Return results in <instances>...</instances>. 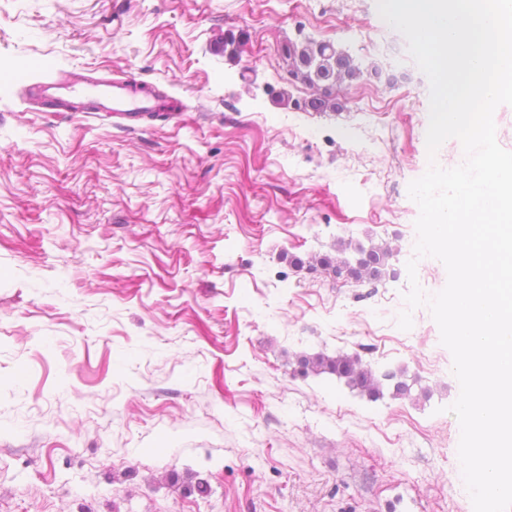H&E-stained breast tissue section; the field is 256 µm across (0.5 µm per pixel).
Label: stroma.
<instances>
[{
  "label": "stroma",
  "mask_w": 512,
  "mask_h": 512,
  "mask_svg": "<svg viewBox=\"0 0 512 512\" xmlns=\"http://www.w3.org/2000/svg\"><path fill=\"white\" fill-rule=\"evenodd\" d=\"M245 32L239 54L224 35ZM362 75L305 112L288 43ZM377 0H0V512H471L427 308L402 330L429 81ZM183 102L43 112L53 73ZM386 245L377 286L322 266ZM302 267H294L289 256ZM404 372L370 400L301 358Z\"/></svg>",
  "instance_id": "obj_1"
}]
</instances>
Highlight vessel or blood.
Segmentation results:
<instances>
[{
    "mask_svg": "<svg viewBox=\"0 0 512 512\" xmlns=\"http://www.w3.org/2000/svg\"><path fill=\"white\" fill-rule=\"evenodd\" d=\"M35 97L42 108L68 112H106L136 120L153 113L174 115L178 99L157 92L131 75L95 77L60 72L36 84Z\"/></svg>",
    "mask_w": 512,
    "mask_h": 512,
    "instance_id": "obj_1",
    "label": "vessel or blood"
}]
</instances>
